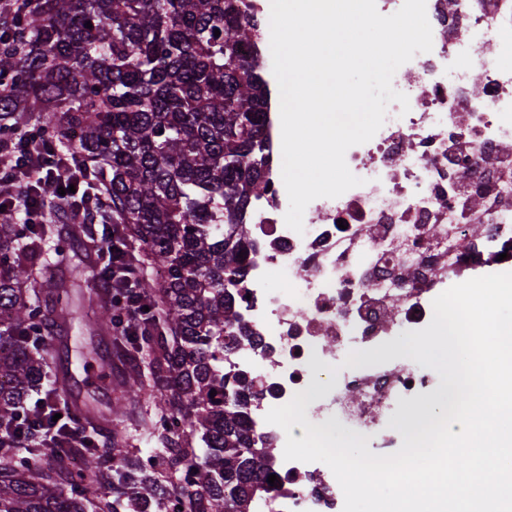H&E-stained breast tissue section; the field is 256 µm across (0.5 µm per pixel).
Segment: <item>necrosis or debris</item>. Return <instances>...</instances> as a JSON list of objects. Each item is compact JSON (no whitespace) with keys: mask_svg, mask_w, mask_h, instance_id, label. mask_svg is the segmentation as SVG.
Segmentation results:
<instances>
[{"mask_svg":"<svg viewBox=\"0 0 512 512\" xmlns=\"http://www.w3.org/2000/svg\"><path fill=\"white\" fill-rule=\"evenodd\" d=\"M433 48L395 73L408 109L389 104L374 137L346 152L360 186L306 207L289 229L280 135L267 126L270 190L250 203L245 275L233 288L247 330L224 368L248 381L256 443L302 438L265 416L309 393L310 422L402 445L390 428L439 396L437 374L402 358L398 330H420L440 293L486 270L512 269V0H426ZM254 512H343L321 462L277 457Z\"/></svg>","mask_w":512,"mask_h":512,"instance_id":"4bbe7bcc","label":"necrosis or debris"}]
</instances>
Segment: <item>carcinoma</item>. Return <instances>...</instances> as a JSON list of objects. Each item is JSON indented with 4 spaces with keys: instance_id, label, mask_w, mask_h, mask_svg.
<instances>
[{
    "instance_id": "1",
    "label": "carcinoma",
    "mask_w": 512,
    "mask_h": 512,
    "mask_svg": "<svg viewBox=\"0 0 512 512\" xmlns=\"http://www.w3.org/2000/svg\"><path fill=\"white\" fill-rule=\"evenodd\" d=\"M92 27H86V23ZM220 35H214V31ZM257 18L236 0H22L0 20V133L17 112L67 143L69 163L96 180L80 205L108 200L112 223L137 238L157 275L139 281L151 319L124 337L133 360L122 394L146 390L136 355L153 356L155 417L141 420L162 455L119 448L116 402L77 405L80 426L111 427L112 442L73 448L60 433L54 458L33 464L0 445V512H89L90 495L112 491L99 512H249L254 484L275 456L244 427L243 389L224 377V348L239 316L231 288L243 259V212L266 191L270 154L263 127L270 91L262 76ZM251 49L250 56L242 53ZM44 224L0 222V428L34 427L29 404L44 374V317L64 325L81 289L80 265L49 263ZM114 313L86 327L112 330ZM215 396H210L211 391ZM178 416L182 431L167 426ZM72 457L80 460L69 470Z\"/></svg>"
}]
</instances>
